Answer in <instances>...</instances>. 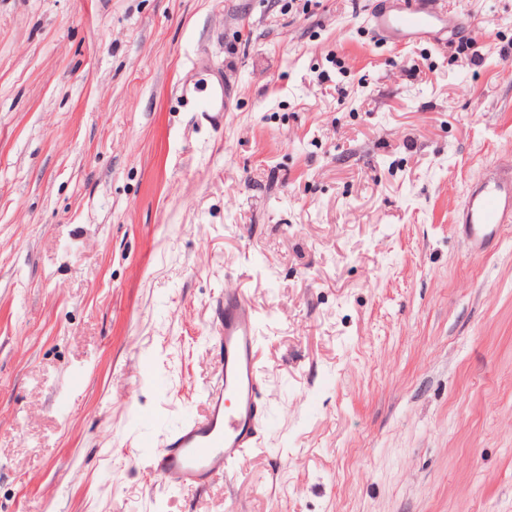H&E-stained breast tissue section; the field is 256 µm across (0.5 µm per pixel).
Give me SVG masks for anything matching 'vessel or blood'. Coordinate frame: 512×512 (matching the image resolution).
I'll return each mask as SVG.
<instances>
[{"label": "vessel or blood", "instance_id": "obj_1", "mask_svg": "<svg viewBox=\"0 0 512 512\" xmlns=\"http://www.w3.org/2000/svg\"><path fill=\"white\" fill-rule=\"evenodd\" d=\"M373 30L385 41L398 44L437 38L453 32L456 17L436 9V0H397L371 18ZM199 112L222 119L229 95L222 85L205 93L185 89ZM512 223V150L466 198L460 219L474 246L500 235ZM222 321L216 330L220 346L219 377L207 390V412L183 421L148 453V469L155 479L180 486L201 487L217 476H230L256 443L258 422L267 410L262 370L258 361L259 333L256 310L234 291L221 301Z\"/></svg>", "mask_w": 512, "mask_h": 512}]
</instances>
